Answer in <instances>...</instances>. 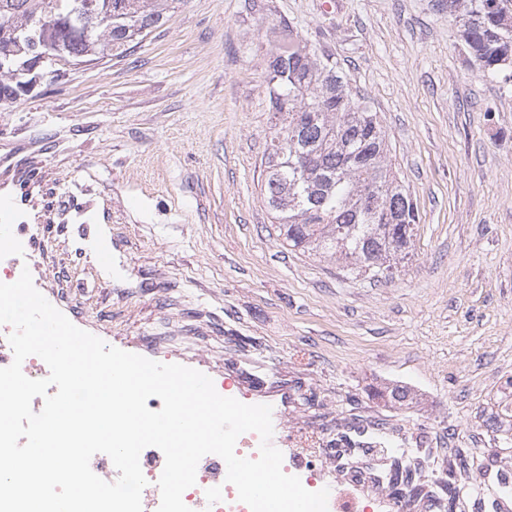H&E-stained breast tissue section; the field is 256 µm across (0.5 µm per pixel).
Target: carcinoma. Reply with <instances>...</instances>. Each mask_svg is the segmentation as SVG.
Here are the masks:
<instances>
[{
    "label": "carcinoma",
    "instance_id": "carcinoma-1",
    "mask_svg": "<svg viewBox=\"0 0 512 512\" xmlns=\"http://www.w3.org/2000/svg\"><path fill=\"white\" fill-rule=\"evenodd\" d=\"M86 0H0V104L18 100L16 72L49 43L60 47L53 79L78 62L120 58L166 19L177 0H112V22L86 15ZM57 20L36 25L47 13ZM467 62L487 75L512 73V0H448ZM92 26L88 35L81 29ZM269 111L275 118L264 158L263 195L283 241L294 251L336 260L345 275L373 282L400 273L411 251L418 209L393 170L377 113L352 92L329 57L317 58L282 22L268 64ZM392 405L412 403L410 391L385 388ZM433 451L394 457L388 484L409 502L455 512L458 470L448 460L433 475Z\"/></svg>",
    "mask_w": 512,
    "mask_h": 512
}]
</instances>
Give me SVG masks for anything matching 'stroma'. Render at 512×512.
Instances as JSON below:
<instances>
[{"instance_id": "stroma-1", "label": "stroma", "mask_w": 512, "mask_h": 512, "mask_svg": "<svg viewBox=\"0 0 512 512\" xmlns=\"http://www.w3.org/2000/svg\"><path fill=\"white\" fill-rule=\"evenodd\" d=\"M185 0L123 58L0 106V209L45 216L33 279L108 345L272 408V444L365 482L380 442L465 449L512 483V78L446 0ZM290 23L377 112L417 205L393 280L285 248L261 185L267 63ZM109 258L100 261L99 250ZM404 387L415 404L375 390ZM366 450L336 467L339 435Z\"/></svg>"}]
</instances>
